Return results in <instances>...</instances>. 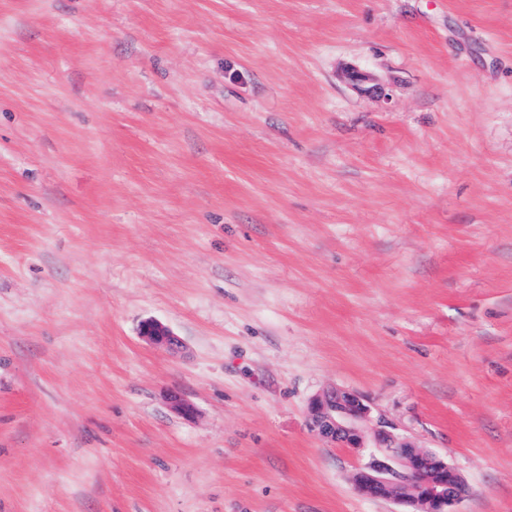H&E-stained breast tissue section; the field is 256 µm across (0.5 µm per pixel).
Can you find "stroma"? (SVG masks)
Segmentation results:
<instances>
[{
    "mask_svg": "<svg viewBox=\"0 0 512 512\" xmlns=\"http://www.w3.org/2000/svg\"><path fill=\"white\" fill-rule=\"evenodd\" d=\"M332 388L512 512V0H0V512H396ZM139 335L147 342L174 350L180 344L178 337L162 323L148 319L140 326Z\"/></svg>",
    "mask_w": 512,
    "mask_h": 512,
    "instance_id": "stroma-1",
    "label": "stroma"
}]
</instances>
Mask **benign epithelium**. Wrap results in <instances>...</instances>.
<instances>
[{
  "label": "benign epithelium",
  "instance_id": "benign-epithelium-1",
  "mask_svg": "<svg viewBox=\"0 0 512 512\" xmlns=\"http://www.w3.org/2000/svg\"><path fill=\"white\" fill-rule=\"evenodd\" d=\"M139 335L147 342L175 349L178 337L148 319ZM312 427L336 447L360 452L363 462L352 478L355 492L370 500H389L399 512H455L469 487L457 470L435 452L423 450L394 433L393 424L374 413L359 393L334 389L311 399Z\"/></svg>",
  "mask_w": 512,
  "mask_h": 512
}]
</instances>
